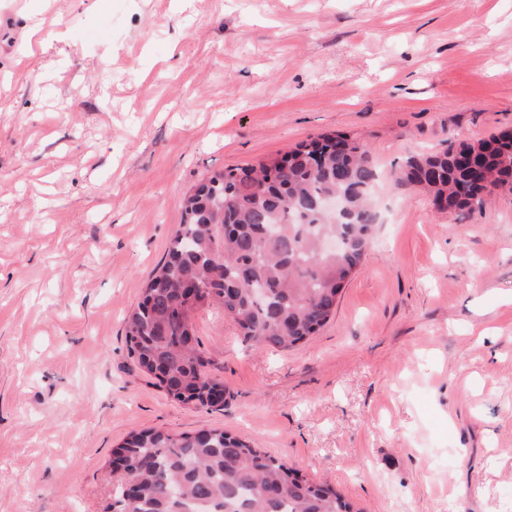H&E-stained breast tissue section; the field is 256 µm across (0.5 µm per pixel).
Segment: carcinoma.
Returning a JSON list of instances; mask_svg holds the SVG:
<instances>
[{"instance_id":"obj_1","label":"carcinoma","mask_w":512,"mask_h":512,"mask_svg":"<svg viewBox=\"0 0 512 512\" xmlns=\"http://www.w3.org/2000/svg\"><path fill=\"white\" fill-rule=\"evenodd\" d=\"M457 147L408 157L399 185L424 186L446 211L483 206L471 194ZM486 190L512 192V143L479 156ZM369 147L347 134L321 135L284 155L212 173L181 200L180 228L125 318L139 367L173 399L212 407L224 383L211 377L194 334L198 306L218 305L244 340L277 350L304 343L334 315L378 223ZM333 197L339 207L320 202ZM340 241L337 251L324 241ZM202 293L190 297L188 286ZM130 470L119 487L129 512H353L335 488L318 484L224 430L132 434L113 450Z\"/></svg>"}]
</instances>
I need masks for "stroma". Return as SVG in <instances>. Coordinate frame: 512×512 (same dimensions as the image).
I'll return each mask as SVG.
<instances>
[{
	"mask_svg": "<svg viewBox=\"0 0 512 512\" xmlns=\"http://www.w3.org/2000/svg\"><path fill=\"white\" fill-rule=\"evenodd\" d=\"M512 132V0H0V512H107L128 434L219 428L355 512H512V194L392 174ZM368 144L382 221L331 320L274 350L217 306L224 401H174L124 319L203 178Z\"/></svg>",
	"mask_w": 512,
	"mask_h": 512,
	"instance_id": "1",
	"label": "stroma"
}]
</instances>
